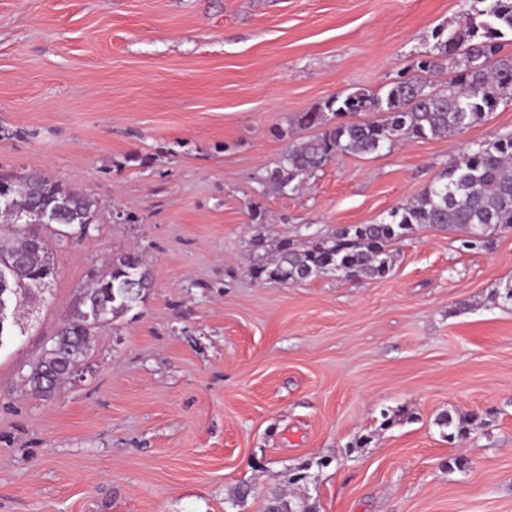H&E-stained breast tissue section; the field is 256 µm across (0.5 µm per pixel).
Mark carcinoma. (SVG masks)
Segmentation results:
<instances>
[{"label": "carcinoma", "mask_w": 512, "mask_h": 512, "mask_svg": "<svg viewBox=\"0 0 512 512\" xmlns=\"http://www.w3.org/2000/svg\"><path fill=\"white\" fill-rule=\"evenodd\" d=\"M469 8L453 28L435 33L433 51L418 58L409 72L381 93L356 89L330 97L323 106L291 120L299 128L321 132L288 146L279 165L267 173L282 194L299 189L303 177L321 170L346 154H372L412 140L448 138L463 133L512 98V0H468ZM448 74L445 82L436 77ZM376 112L374 121L350 116ZM0 267L21 258L22 268L11 285L12 295L41 293L56 275L47 246L37 249L32 239L37 226L58 224L78 228L97 221L95 200L62 183L42 177L1 179ZM416 225L464 234L461 246L483 247L494 234L512 229V134L466 145L448 170L433 184L389 213V221L354 224L331 235L302 242L282 238L271 245L257 233L250 239L251 277L262 283L298 284L332 273L345 281L383 279L392 271L390 247ZM152 276L136 250L112 258L105 273L92 271L75 308L64 317L65 331L57 333L62 346L44 349L26 376L35 393L48 392L45 372L56 384L86 363L97 328L112 324L133 310L150 292ZM438 425L450 441L470 434L468 424L444 414ZM263 512H316L305 497L281 487L266 496Z\"/></svg>", "instance_id": "obj_1"}]
</instances>
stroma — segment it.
Here are the masks:
<instances>
[{
    "label": "stroma",
    "instance_id": "1",
    "mask_svg": "<svg viewBox=\"0 0 512 512\" xmlns=\"http://www.w3.org/2000/svg\"><path fill=\"white\" fill-rule=\"evenodd\" d=\"M466 0H0V176L97 200L26 333L0 347V512H512V231L462 249L419 225L390 276L261 284L249 240L375 224L464 144L512 132V100L449 139L349 154L280 194L261 177L290 118L378 93ZM261 210L267 222L253 224ZM136 215L133 224L117 213ZM142 252L153 287L98 331L84 380L23 379L90 271ZM474 420L448 442L443 413ZM390 426H383V418ZM263 512H316V509L309 498L296 497L281 487H275L264 500Z\"/></svg>",
    "mask_w": 512,
    "mask_h": 512
}]
</instances>
